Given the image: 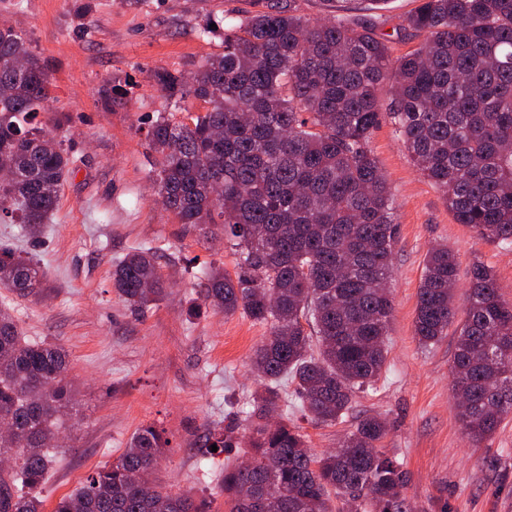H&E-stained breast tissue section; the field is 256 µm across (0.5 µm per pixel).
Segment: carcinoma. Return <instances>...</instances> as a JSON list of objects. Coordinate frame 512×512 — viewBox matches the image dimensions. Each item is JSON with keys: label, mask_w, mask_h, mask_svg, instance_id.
Here are the masks:
<instances>
[{"label": "carcinoma", "mask_w": 512, "mask_h": 512, "mask_svg": "<svg viewBox=\"0 0 512 512\" xmlns=\"http://www.w3.org/2000/svg\"><path fill=\"white\" fill-rule=\"evenodd\" d=\"M405 22L424 42L394 57L372 23L339 14L312 22L293 0L276 2L226 30L224 53L192 79L158 75L170 95L205 112L151 124L157 195L179 223L219 227L238 254L235 276L203 272L200 302L187 313L208 305L269 325L252 360L265 387L253 401L250 457L224 467L228 512H332L335 499L406 512L403 463L376 450L381 419L359 418L340 448L317 455L280 395L287 380L308 417L336 423L386 366L397 224L370 149L382 121L396 126L457 223L512 246V0H418ZM50 99L41 59L23 34L0 28V153L15 166L0 176V219L35 242L72 166L63 143L34 125ZM43 276L33 258L0 246V288L28 296ZM469 279L461 309L456 256L446 245L428 251L414 331L430 347L456 325L451 390L479 444L512 414V303L484 263ZM113 285L136 313L167 296L151 248L119 259ZM73 397L66 351L25 340L0 309V430L12 435L0 443V457L12 458L0 468V512H42L49 444ZM167 444L141 425L53 512H209L191 492L149 479ZM214 445L232 447V432L206 428L204 447Z\"/></svg>", "instance_id": "1"}]
</instances>
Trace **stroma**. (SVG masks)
<instances>
[{"label":"stroma","instance_id":"35a3bbf8","mask_svg":"<svg viewBox=\"0 0 512 512\" xmlns=\"http://www.w3.org/2000/svg\"><path fill=\"white\" fill-rule=\"evenodd\" d=\"M271 0H0V22L21 32L45 64L52 99L36 121L61 139L72 172L41 244L0 221V242L36 259L45 272L36 295L0 288L22 335L64 348L75 400L52 448L56 462L43 485L44 512L97 467L115 460L146 423L163 429L167 456L155 476L173 490L206 499L224 512V467L246 448L214 455L204 448L207 427L245 435L251 399L264 383L252 368L268 325L243 314L208 309L198 319L200 272L236 270L230 242L209 229L178 223L156 200L158 157L147 131L159 114L182 120L202 113L197 101L169 97L156 80L163 71L190 74L224 50L225 17L265 10ZM416 0H295L315 20L344 10L375 24L392 55L417 48L421 36L403 29ZM370 147L396 200L397 239L391 286L394 313L387 368L358 390L342 422L322 425L292 411L312 452L339 447L358 418L381 416L387 433L380 453L402 462L412 512H512V416L482 444H473L452 398L455 339L423 347L413 321L423 261L434 245H448L460 264L456 293L464 301L469 266L481 259L494 271L503 299L512 302V248L477 239L456 223L442 191L410 159L390 122ZM158 249L168 296L137 315L112 285L115 263L129 250Z\"/></svg>","mask_w":512,"mask_h":512}]
</instances>
